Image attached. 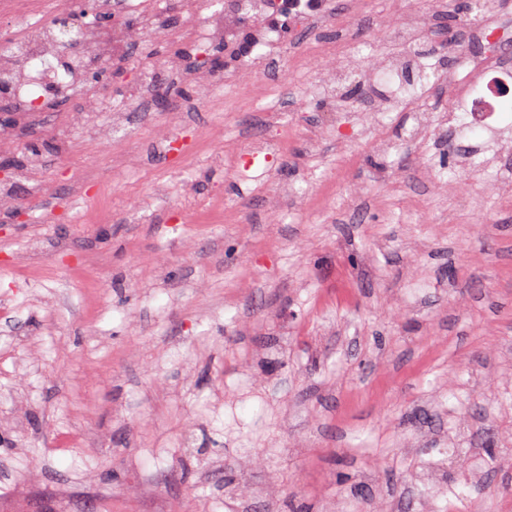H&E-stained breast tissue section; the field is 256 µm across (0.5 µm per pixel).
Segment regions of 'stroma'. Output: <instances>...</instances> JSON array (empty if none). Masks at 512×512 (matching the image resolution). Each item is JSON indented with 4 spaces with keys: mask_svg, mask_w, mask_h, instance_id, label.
Listing matches in <instances>:
<instances>
[{
    "mask_svg": "<svg viewBox=\"0 0 512 512\" xmlns=\"http://www.w3.org/2000/svg\"><path fill=\"white\" fill-rule=\"evenodd\" d=\"M350 2L276 33L224 10L202 52L173 0H140L170 33L129 18L109 65L75 6L67 98L0 97V512L512 505V117L470 137L448 120L438 77L479 49L459 0ZM406 12L426 20L413 47ZM231 22L297 64L268 85L225 53ZM396 58L408 111L363 117L365 76ZM140 78L149 111L113 137ZM271 106L288 145L254 164Z\"/></svg>",
    "mask_w": 512,
    "mask_h": 512,
    "instance_id": "stroma-1",
    "label": "stroma"
}]
</instances>
